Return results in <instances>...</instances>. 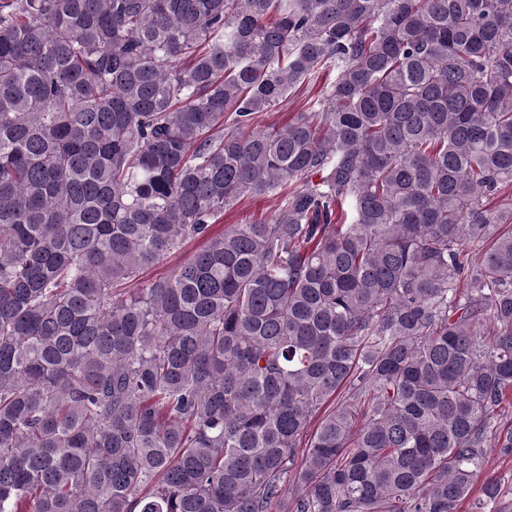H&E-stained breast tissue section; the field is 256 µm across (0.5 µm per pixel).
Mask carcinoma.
<instances>
[{
	"label": "carcinoma",
	"mask_w": 512,
	"mask_h": 512,
	"mask_svg": "<svg viewBox=\"0 0 512 512\" xmlns=\"http://www.w3.org/2000/svg\"><path fill=\"white\" fill-rule=\"evenodd\" d=\"M493 448L512 0H0V512H512ZM323 82V80L318 79V81L312 82L304 88H301L295 96L291 97L278 107V112H268L267 114L262 115L259 118L261 124H276L277 126L286 125L295 112L303 110V107L309 100L317 97L322 88ZM277 196L244 198L238 205L224 215L219 224H215L214 231L220 232L224 224H251L258 221H267L278 208ZM200 243L201 242L197 241L190 242L186 244L182 250L167 255L163 261L147 270L139 282L152 280L169 274L175 267L181 264L184 259L199 246Z\"/></svg>",
	"instance_id": "cac0c4a2"
}]
</instances>
